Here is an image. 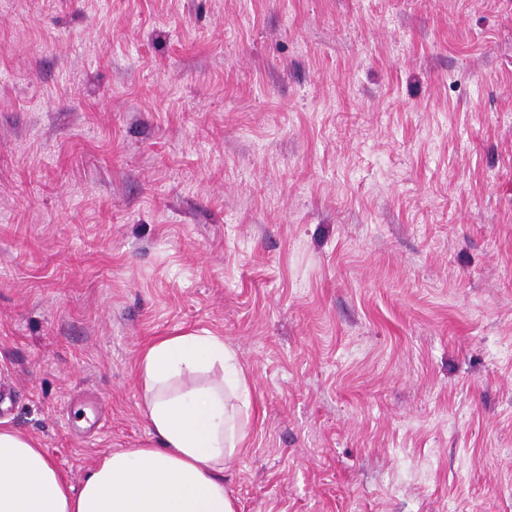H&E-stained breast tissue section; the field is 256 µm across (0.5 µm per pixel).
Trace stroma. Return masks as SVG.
I'll use <instances>...</instances> for the list:
<instances>
[{
	"instance_id": "obj_1",
	"label": "stroma",
	"mask_w": 512,
	"mask_h": 512,
	"mask_svg": "<svg viewBox=\"0 0 512 512\" xmlns=\"http://www.w3.org/2000/svg\"><path fill=\"white\" fill-rule=\"evenodd\" d=\"M187 330L237 512H512V0H0V421L79 484Z\"/></svg>"
}]
</instances>
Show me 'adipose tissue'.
<instances>
[{"instance_id":"1","label":"adipose tissue","mask_w":512,"mask_h":512,"mask_svg":"<svg viewBox=\"0 0 512 512\" xmlns=\"http://www.w3.org/2000/svg\"><path fill=\"white\" fill-rule=\"evenodd\" d=\"M139 384L152 443L104 454L77 486L1 424L0 512H236L224 471L247 439L250 389L235 351L207 331L159 339Z\"/></svg>"}]
</instances>
